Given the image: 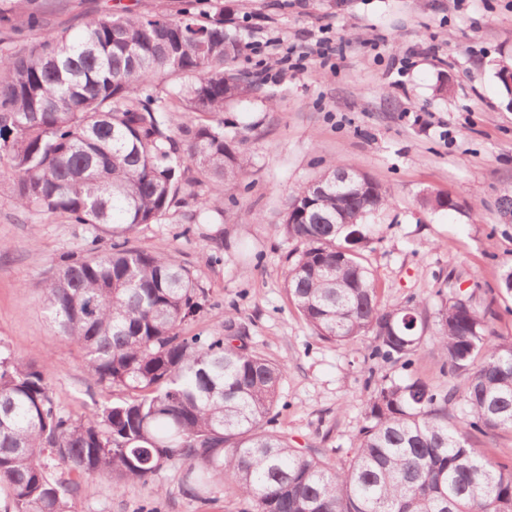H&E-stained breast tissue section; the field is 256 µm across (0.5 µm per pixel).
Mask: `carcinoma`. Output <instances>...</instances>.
<instances>
[{
	"instance_id": "obj_1",
	"label": "carcinoma",
	"mask_w": 512,
	"mask_h": 512,
	"mask_svg": "<svg viewBox=\"0 0 512 512\" xmlns=\"http://www.w3.org/2000/svg\"><path fill=\"white\" fill-rule=\"evenodd\" d=\"M242 51L216 4L203 20L189 6L177 18L110 11L76 35L47 29L0 54V176L13 178L16 206L111 240L61 259L44 288L47 315L94 380L124 392L71 416L44 368L0 350L3 512H75L84 480L146 482L169 467L186 498L227 486L240 512H512V464L478 454L448 423V394L420 380L376 384L348 465L294 447L274 428L284 367L249 350L231 316L222 336L188 334L206 301L194 272L173 252L130 245L197 186L213 188L198 210L222 212L218 187L244 155L224 123L175 131L169 113L217 114L250 92L234 68ZM166 81L165 95L150 92ZM360 181L330 165L305 219L289 220L298 196L289 200L280 228L298 247L285 288L319 339L370 334L372 358L408 365L427 319L378 303L363 251L387 192ZM433 339L460 380L469 426L512 432V337L457 299L437 310Z\"/></svg>"
}]
</instances>
